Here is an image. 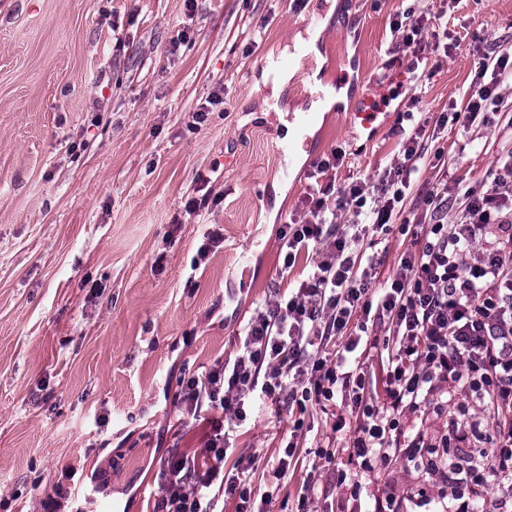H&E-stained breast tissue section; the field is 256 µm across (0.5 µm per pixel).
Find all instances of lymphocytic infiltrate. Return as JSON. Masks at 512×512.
Masks as SVG:
<instances>
[{"mask_svg": "<svg viewBox=\"0 0 512 512\" xmlns=\"http://www.w3.org/2000/svg\"><path fill=\"white\" fill-rule=\"evenodd\" d=\"M426 15L408 7L394 20V59L420 57ZM512 79V50L482 52L465 107L449 108L441 123L470 128L512 103L501 88ZM427 147L422 132L408 137L399 156L373 180L339 187L327 182L311 199L304 223L283 225V266L311 250L316 259L291 294L256 307L231 361L180 381L176 396L188 416H210L206 471L194 460L172 458L161 486L160 512H218L221 497L237 498V512H255L243 465L225 480L227 427L242 425L253 400L285 409L335 402L361 416L346 454L361 470L404 458L421 472L418 498L429 487L455 490L453 512H512V496L481 499V488L512 481V421L495 427L489 462L448 459L423 434L408 435V415L445 413L459 399L493 396L512 407V152L497 159L487 181L465 185L440 177L421 199L422 247L404 252L378 292L376 261H363L354 244L366 233L390 234L404 212L416 163ZM349 216L347 230L336 227ZM391 339L383 398L360 363L358 349L370 327ZM346 495H367L369 512H403L404 497L386 484L363 492L354 475L338 471Z\"/></svg>", "mask_w": 512, "mask_h": 512, "instance_id": "lymphocytic-infiltrate-1", "label": "lymphocytic infiltrate"}]
</instances>
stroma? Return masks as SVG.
<instances>
[{"mask_svg":"<svg viewBox=\"0 0 512 512\" xmlns=\"http://www.w3.org/2000/svg\"><path fill=\"white\" fill-rule=\"evenodd\" d=\"M404 0H0V512H42L56 485L82 486L64 512H156L168 459L201 452L207 422L174 401L182 372L204 373L239 348L256 302L303 278L309 259L283 272L278 230L305 218L338 149L337 183L372 177L422 128L429 156L406 200L416 214L439 179L433 151L464 184L487 178L512 149V123L439 126L449 102L465 107L473 46H512V0H419L447 28V54L420 61L415 81L387 48ZM322 32L312 62L294 58L263 80L264 55L289 54L311 22ZM312 72L332 105L310 101ZM406 81L412 119L369 130L368 111ZM221 103L210 104L212 95ZM204 122H196L198 111ZM315 119L282 177L276 146L289 113ZM207 198L192 212L190 200ZM224 241L201 256L211 233ZM419 225L365 239L387 277L422 246ZM288 472L274 478L294 414L255 404L230 438L253 454L249 474L267 512H346L335 473L358 420L333 432L310 407ZM512 419L478 402L467 412L408 417L429 443L478 422L472 453Z\"/></svg>","mask_w":512,"mask_h":512,"instance_id":"obj_1","label":"stroma"}]
</instances>
